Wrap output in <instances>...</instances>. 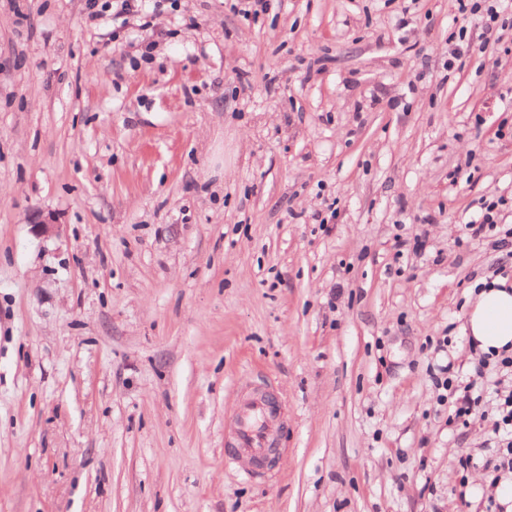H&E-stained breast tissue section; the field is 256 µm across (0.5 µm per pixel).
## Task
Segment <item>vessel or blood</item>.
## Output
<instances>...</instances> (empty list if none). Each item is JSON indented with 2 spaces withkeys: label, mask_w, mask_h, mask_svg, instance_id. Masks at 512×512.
<instances>
[{
  "label": "vessel or blood",
  "mask_w": 512,
  "mask_h": 512,
  "mask_svg": "<svg viewBox=\"0 0 512 512\" xmlns=\"http://www.w3.org/2000/svg\"><path fill=\"white\" fill-rule=\"evenodd\" d=\"M276 402L264 396H249L238 405L234 416L232 441L224 450L225 461H235L241 451L250 452L260 468H275L280 449L274 448L270 438L269 422Z\"/></svg>",
  "instance_id": "obj_1"
}]
</instances>
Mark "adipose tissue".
<instances>
[{
	"label": "adipose tissue",
	"mask_w": 512,
	"mask_h": 512,
	"mask_svg": "<svg viewBox=\"0 0 512 512\" xmlns=\"http://www.w3.org/2000/svg\"><path fill=\"white\" fill-rule=\"evenodd\" d=\"M465 329L475 349L490 354L512 352V283L499 280L472 298Z\"/></svg>",
	"instance_id": "adipose-tissue-1"
}]
</instances>
